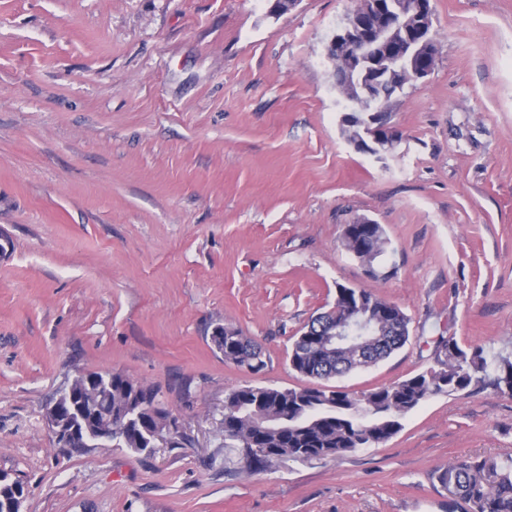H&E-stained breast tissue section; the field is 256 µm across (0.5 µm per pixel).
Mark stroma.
I'll return each mask as SVG.
<instances>
[{
    "instance_id": "1",
    "label": "stroma",
    "mask_w": 512,
    "mask_h": 512,
    "mask_svg": "<svg viewBox=\"0 0 512 512\" xmlns=\"http://www.w3.org/2000/svg\"><path fill=\"white\" fill-rule=\"evenodd\" d=\"M357 0H0V472L22 512H464L433 476L512 456V397L441 394L383 446L248 471L235 385L296 388L288 351L337 285L409 318L365 391L435 364L438 336L512 355V0H432L438 61L388 107L376 157L340 117L328 43ZM380 224L373 264L345 225ZM230 326L257 373L211 341ZM158 386L151 455L58 448L77 375ZM222 336L212 335L216 348L224 355V360L240 368L257 372L264 366L261 349L241 331L229 326H219Z\"/></svg>"
}]
</instances>
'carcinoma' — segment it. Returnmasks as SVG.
Segmentation results:
<instances>
[{"label": "carcinoma", "instance_id": "1", "mask_svg": "<svg viewBox=\"0 0 512 512\" xmlns=\"http://www.w3.org/2000/svg\"><path fill=\"white\" fill-rule=\"evenodd\" d=\"M403 87L384 80L371 89L374 104L387 109ZM344 247L370 265L385 249L379 224H347ZM340 297L313 317L293 341L291 368L312 383L297 388L235 385L224 399V447L244 452L248 467L260 469L273 462L332 460L362 448L382 445L402 428V419L428 399L440 394L470 393L491 386L512 396V357L484 355L480 347L463 346L439 336L435 366L403 380L369 390L347 393L314 384L316 380L346 375L359 364H378L401 349L409 339V319L393 303L366 289L336 284ZM374 323L366 337L334 351L319 345L318 335L331 336L354 310ZM212 337L224 361L257 372L264 366L261 349L241 331L220 327ZM101 394L112 410V439L118 448L144 452L153 447L154 433L163 423L150 415L159 389L120 373L102 371ZM107 425L99 414L87 422L84 445L99 443L98 431ZM433 476L467 512H512V460L495 457L461 458L434 470Z\"/></svg>", "mask_w": 512, "mask_h": 512}]
</instances>
